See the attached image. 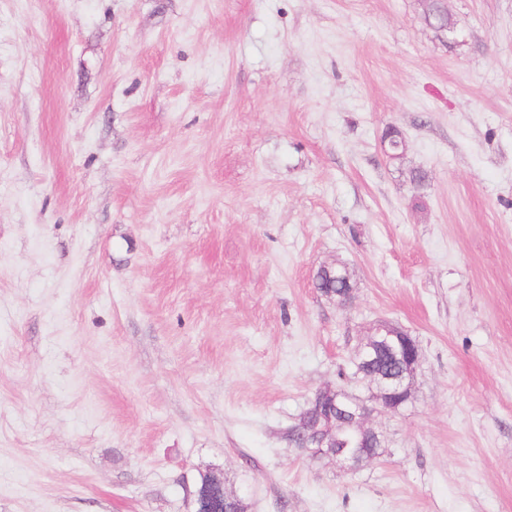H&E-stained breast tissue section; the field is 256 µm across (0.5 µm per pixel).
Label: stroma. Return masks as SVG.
I'll return each instance as SVG.
<instances>
[{"mask_svg":"<svg viewBox=\"0 0 512 512\" xmlns=\"http://www.w3.org/2000/svg\"><path fill=\"white\" fill-rule=\"evenodd\" d=\"M443 5L0 0V512H512V0ZM380 321L347 472L289 432ZM314 287L324 296L325 293L332 291L335 294H342L354 287L351 273L344 265L328 274L325 270H317L313 275ZM363 349H367L377 358L386 356L401 366V372L396 376L384 377L378 383L376 396V409L387 412H399L403 388L405 396L411 394V385L416 378L419 367V351L417 341L406 330L385 322L372 326L371 338L362 342L355 349L353 358L359 357ZM202 479L194 484L195 487L200 486ZM197 505L196 510L193 512H215L220 511L224 505V511H227L225 505L228 501L236 498V494H230L224 488V477L208 474L207 480L200 486V488L190 494Z\"/></svg>","mask_w":512,"mask_h":512,"instance_id":"1","label":"stroma"}]
</instances>
